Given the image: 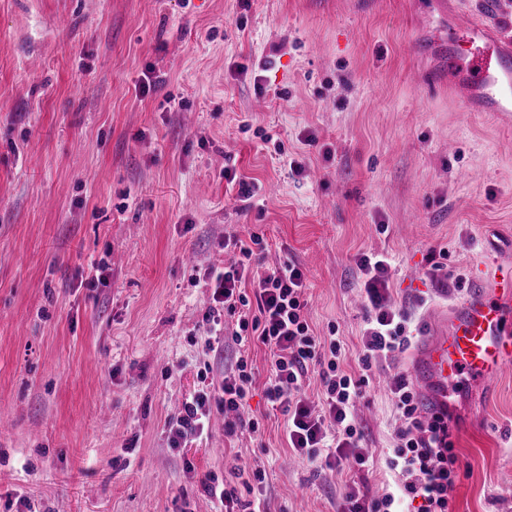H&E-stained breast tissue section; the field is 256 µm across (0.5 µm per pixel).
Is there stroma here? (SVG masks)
Returning <instances> with one entry per match:
<instances>
[{
  "label": "stroma",
  "instance_id": "35a3bbf8",
  "mask_svg": "<svg viewBox=\"0 0 512 512\" xmlns=\"http://www.w3.org/2000/svg\"><path fill=\"white\" fill-rule=\"evenodd\" d=\"M484 0H0V512H216L207 476L254 512H336L360 471L295 456L265 395L268 352L227 435L169 424L236 349L204 343L224 238L306 274L315 334L360 374L357 261L392 260L421 336L491 262L512 263V112H467L448 29ZM159 87L143 90L148 77ZM303 161L295 172L291 160ZM257 185L228 186L225 168ZM453 279H431L432 250ZM411 354L373 368L357 418L374 493ZM451 512H512V371L450 394Z\"/></svg>",
  "mask_w": 512,
  "mask_h": 512
}]
</instances>
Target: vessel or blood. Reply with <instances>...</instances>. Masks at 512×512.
<instances>
[{
	"mask_svg": "<svg viewBox=\"0 0 512 512\" xmlns=\"http://www.w3.org/2000/svg\"><path fill=\"white\" fill-rule=\"evenodd\" d=\"M483 20L448 32V75L480 94L490 111L512 106V47L499 38L477 39ZM512 369V265L485 267L448 316V327L424 340L411 374L429 401L443 404L465 386Z\"/></svg>",
	"mask_w": 512,
	"mask_h": 512,
	"instance_id": "b4317fda",
	"label": "vessel or blood"
}]
</instances>
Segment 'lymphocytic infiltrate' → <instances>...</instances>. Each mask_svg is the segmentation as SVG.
Segmentation results:
<instances>
[{
	"label": "lymphocytic infiltrate",
	"mask_w": 512,
	"mask_h": 512,
	"mask_svg": "<svg viewBox=\"0 0 512 512\" xmlns=\"http://www.w3.org/2000/svg\"><path fill=\"white\" fill-rule=\"evenodd\" d=\"M258 237L233 238L238 260L206 275L212 305L209 333L220 336L222 316L235 318L230 336L238 348L234 370L219 388L198 391L184 402L172 433L173 444L203 432L213 407L239 411L255 381L247 349L260 344L269 351L266 395L286 417V436L292 450L328 468L351 461L369 467L365 428L354 415L363 395L364 379L341 366L345 353L338 336L314 335L306 315L305 276L293 261L256 271L251 265ZM391 260L381 253L358 260L366 299L360 338L362 370L389 360L412 345L411 307L393 303L389 288ZM323 387V411L313 413L303 387L309 375ZM389 392L399 424L386 468L397 480L382 494H373L367 481L348 484L336 512H449L448 490L457 477L458 456L448 424L447 409L423 415L412 383L405 375L393 378Z\"/></svg>",
	"instance_id": "1"
}]
</instances>
